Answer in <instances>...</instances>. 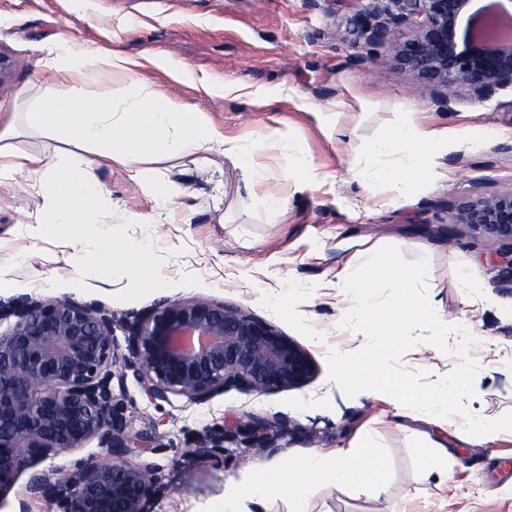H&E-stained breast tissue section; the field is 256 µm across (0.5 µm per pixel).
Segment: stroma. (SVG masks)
<instances>
[{
  "label": "stroma",
  "instance_id": "1",
  "mask_svg": "<svg viewBox=\"0 0 512 512\" xmlns=\"http://www.w3.org/2000/svg\"><path fill=\"white\" fill-rule=\"evenodd\" d=\"M73 39L95 54L91 72L59 77L50 49ZM362 42L347 11L331 0L309 8L305 0H0V114L25 109L32 80L42 89L64 94L82 86L102 99L141 90L189 103L225 138L261 140L291 132L325 184L303 191L285 187L288 212L269 210L262 187H248L241 171L215 153L207 167L192 156L153 162L180 195L166 210L129 177L143 168L108 162L98 170L117 218L101 225L103 236L126 242L150 239L148 270L155 287L137 276L106 280L72 257L66 240L34 235L42 199L33 179L16 175L0 189V265L12 268L17 296L70 298L92 303L111 314L117 339L123 325L164 297H202L238 306L304 347L315 365L305 386L271 394L225 388L201 404L181 396L150 402L134 376L115 394L124 406L128 431H150L160 452L148 455L165 490L154 512H214L224 487L254 464L289 462L316 450L348 447L370 430L386 460L387 492L377 496L323 483L309 492L312 512H512V442L472 447L460 436L472 410L488 418L512 413V293L502 289L492 258L500 242L450 220L473 182L494 191L512 184V91L488 102L468 97L446 107L416 90V79L399 69L388 50L378 63L360 69L350 63ZM138 60L136 83L113 80V53ZM185 68L181 79L173 69ZM229 86V94L204 92L203 81ZM276 93L268 105L257 94ZM344 113L357 124L354 137L339 140L319 128L311 108ZM427 113L440 127L460 131L463 149L444 159L447 180L417 185L409 201L374 197L352 175L360 146L409 113ZM166 220L146 232L144 220L156 213ZM371 237L388 259L421 270L436 286L440 315L451 321L473 320L469 336H402L399 354L388 360L395 377L420 387L439 386L463 371L479 391L478 401L456 402L448 425V482L425 474L413 444L427 423L395 416L387 402L354 394L337 381L333 352L356 346L351 328L340 319L335 289L310 291L332 279L344 253L342 239ZM421 247L410 250L409 241ZM481 284L474 301L468 278ZM288 311H278L280 301ZM322 342H315V335ZM278 420L283 433L270 448L258 451L240 423L248 416ZM221 439L216 455L187 456L197 434ZM189 481L179 476L181 467Z\"/></svg>",
  "mask_w": 512,
  "mask_h": 512
}]
</instances>
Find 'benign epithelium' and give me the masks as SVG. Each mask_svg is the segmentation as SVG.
Masks as SVG:
<instances>
[{"instance_id": "obj_1", "label": "benign epithelium", "mask_w": 512, "mask_h": 512, "mask_svg": "<svg viewBox=\"0 0 512 512\" xmlns=\"http://www.w3.org/2000/svg\"><path fill=\"white\" fill-rule=\"evenodd\" d=\"M470 0H369L354 14L366 51L358 67L389 47L396 65L412 72L421 94L450 107L467 94L489 101L512 88V37L494 35L490 16L459 19ZM474 233L503 242L496 256L503 287L512 289V186L493 192L476 183L451 215ZM0 497L30 471L31 497L62 512H153L159 486L153 466L137 457L155 450L151 432L127 431L113 379L132 372L151 401L182 396L201 404L227 386L261 394L300 387L315 364L297 342L241 308L207 298H164L125 325L117 342L112 318L69 298L0 302ZM98 440L105 454L76 473L37 469L40 460ZM221 450L208 433L193 454Z\"/></svg>"}]
</instances>
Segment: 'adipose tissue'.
Instances as JSON below:
<instances>
[{
  "instance_id": "ef3b65f1",
  "label": "adipose tissue",
  "mask_w": 512,
  "mask_h": 512,
  "mask_svg": "<svg viewBox=\"0 0 512 512\" xmlns=\"http://www.w3.org/2000/svg\"><path fill=\"white\" fill-rule=\"evenodd\" d=\"M24 121L42 137L55 140L64 135L76 144L101 147L102 159L121 165L135 157L162 159L191 149L208 153L219 145L225 158L253 184L265 179L260 158L267 148L284 154L298 148L289 133L279 134L271 145L262 140L242 144L225 139L194 106L154 94L138 93L115 104L74 87L63 97L38 95L28 106ZM16 134L15 120L0 128V184L23 171L36 177L45 205L38 211L33 232L79 227L69 245L88 266L110 279L134 273L141 276L145 287H153V280L146 275L147 242L107 239L95 249L87 247L86 230L99 224L107 200L97 175L101 159L77 156L62 163L23 153L13 143ZM462 145V137L434 126L417 112L401 126L364 142L365 162L357 177L374 193L391 190L404 199L415 184L447 179L442 159L449 148ZM341 248L347 259L336 273V285L341 289L336 300L342 318L360 324L362 331L360 357H336L340 380L364 384L385 395L398 415L447 428L451 400L476 395L466 379L456 376L443 389L417 394L390 375L384 358L395 351L406 323L422 326L435 322L441 330H453L458 336L468 334V327L440 318L434 291L418 292L422 283L419 269L386 263L378 246L366 237L342 242ZM326 481L384 493L385 464L369 434L357 436L345 450L316 451L280 466L250 467L240 479L229 482L216 512H263L265 504L276 498L287 499L289 512H309V489Z\"/></svg>"
}]
</instances>
